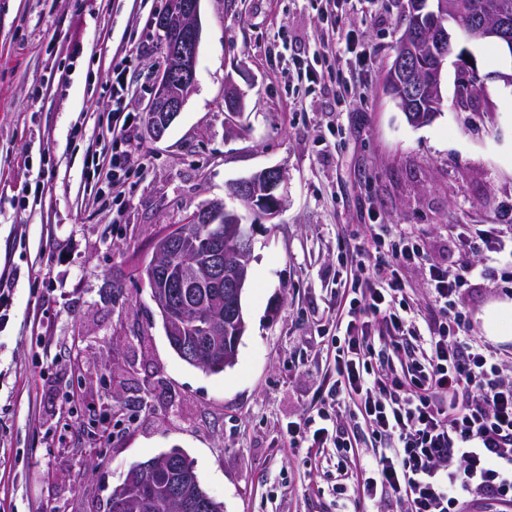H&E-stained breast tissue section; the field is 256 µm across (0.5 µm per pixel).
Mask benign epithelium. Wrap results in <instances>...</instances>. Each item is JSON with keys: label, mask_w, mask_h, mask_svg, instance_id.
Masks as SVG:
<instances>
[{"label": "benign epithelium", "mask_w": 512, "mask_h": 512, "mask_svg": "<svg viewBox=\"0 0 512 512\" xmlns=\"http://www.w3.org/2000/svg\"><path fill=\"white\" fill-rule=\"evenodd\" d=\"M203 0H168V10L161 15L156 28L161 34L163 43L169 49L162 55L157 66L155 92L147 108L151 119L147 122V131L154 139L161 138L175 118L182 112L190 94L196 85V62L201 43L200 11ZM474 28L477 36H472L460 25L448 26V31H440L435 40L438 51L432 57L429 75L435 84L438 96H443L444 67L448 57L453 53L457 38L463 36L496 43L501 49L512 56V7L500 5L487 9L475 18ZM418 36L405 38L399 46L393 65V71L385 73V85L396 107L406 113L408 122L420 126L429 122L434 113L414 114L407 112L405 102L407 96L419 81L421 73L416 66L417 55L414 44ZM456 78L454 82V106L464 110H476L485 100V85L479 76L474 61L466 60L459 54L455 64ZM404 72L405 85L395 82L394 70ZM224 104L226 109L239 114L244 109V94L232 80L224 86ZM287 176L279 167L264 169L250 177L231 182L228 196L246 202L250 210L270 220L277 217L287 202ZM228 223L226 237L220 241L210 240V249L204 261H199L196 252L184 249L181 253L179 266L180 276L176 287L191 288L205 281L219 288H230L226 303L233 311L235 319H240L241 310L238 299L246 286V271L240 270L229 281H224V264L221 255V243L233 246L239 255L248 262L252 261L251 225L242 222L237 211L229 208L221 200L206 203L188 219L190 224H223ZM171 236L163 232L153 241V256L144 269L143 283L151 290L153 301L163 315H168L174 307V294L168 291L167 281L159 274L161 266L169 258Z\"/></svg>", "instance_id": "7a95c632"}]
</instances>
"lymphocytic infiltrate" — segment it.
Instances as JSON below:
<instances>
[{
  "label": "lymphocytic infiltrate",
  "mask_w": 512,
  "mask_h": 512,
  "mask_svg": "<svg viewBox=\"0 0 512 512\" xmlns=\"http://www.w3.org/2000/svg\"><path fill=\"white\" fill-rule=\"evenodd\" d=\"M125 67L112 70V153L95 162L113 184L142 167L127 108ZM373 249H355L343 342L335 380L315 412L288 429L291 443L352 445L344 419H363L380 443L361 466L355 493L404 512H470L481 502L512 505V375L495 347L472 336L462 291L473 279L512 281V221L466 224L456 235L458 269L430 265L420 244L374 225ZM428 270L426 287L441 319L421 332L398 272ZM425 338L422 348L414 341Z\"/></svg>",
  "instance_id": "lymphocytic-infiltrate-1"
}]
</instances>
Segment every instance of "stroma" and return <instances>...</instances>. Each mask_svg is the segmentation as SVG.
<instances>
[{"instance_id": "stroma-1", "label": "stroma", "mask_w": 512, "mask_h": 512, "mask_svg": "<svg viewBox=\"0 0 512 512\" xmlns=\"http://www.w3.org/2000/svg\"><path fill=\"white\" fill-rule=\"evenodd\" d=\"M405 4L323 18L316 0H203L195 90L161 139L138 130L143 170L118 206L94 209L83 160L106 147L112 68L126 63L143 112L166 0H0V272L20 273L0 332V512H103L132 465L173 448L224 512H374L353 495L356 464L379 453L362 420L351 448H296L287 433L329 382L344 256L388 224L453 270L456 225L512 213V87L497 78L512 59L458 39L486 108L453 109L450 63L439 115L411 126L384 90ZM334 28L356 52L321 40ZM229 79L246 95L238 117ZM273 166L288 202L271 223L244 215L247 331L234 365L209 373L172 349L137 271L160 232ZM504 299L483 280L464 292L475 336ZM107 409L110 433L91 442Z\"/></svg>"}]
</instances>
